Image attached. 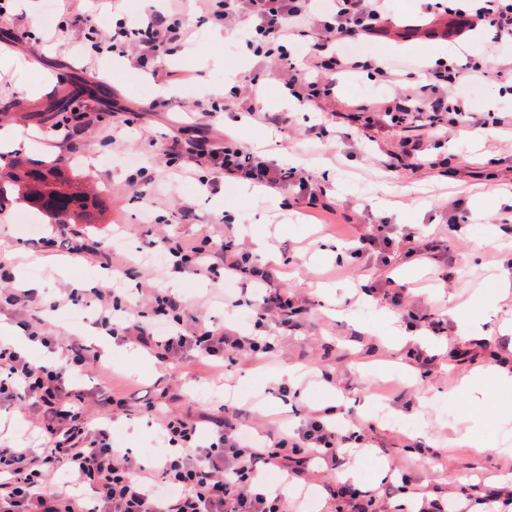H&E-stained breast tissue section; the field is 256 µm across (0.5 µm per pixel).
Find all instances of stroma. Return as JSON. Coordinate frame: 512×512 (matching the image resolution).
<instances>
[{
    "instance_id": "35a3bbf8",
    "label": "stroma",
    "mask_w": 512,
    "mask_h": 512,
    "mask_svg": "<svg viewBox=\"0 0 512 512\" xmlns=\"http://www.w3.org/2000/svg\"><path fill=\"white\" fill-rule=\"evenodd\" d=\"M49 3L8 0L6 12H0V47L16 61L10 71H0V106L11 105L8 124L20 134L40 135L41 147L28 152L29 160L102 188L103 213L96 224H52L34 208L11 207L9 222H0V248L15 255L0 266L11 276L0 280V320L16 326L37 317L35 311L6 303L7 287H20L21 277L39 282L48 300L81 278L115 288L127 311L141 310L153 288L180 297L186 328L255 335L246 305L254 294L252 280L212 281L172 268L166 239L196 246L205 233L215 247L229 236L248 244L264 237L279 256L272 270L280 288L305 305L288 327L268 324L275 345L269 355L222 364L188 358L176 364L156 347L138 362L72 369L75 386L87 394L88 415L96 413L98 388L118 400L108 426L114 447L130 449L149 469L170 452L144 407L150 400L178 415H216L222 405L243 406L254 412L255 429L262 435L282 428L295 435L309 416L329 410L339 423L357 422L370 453L341 454L336 467L292 462L284 471L267 470V483H288L293 512H340L328 488L352 467L359 473L357 485L368 489L404 482L399 495L377 499L375 512H418L422 498L450 496L468 501L470 512H512V490L498 482L512 472V390L485 397L458 389L471 373L512 368V349L497 334L500 322L512 316V288L498 294L489 281L512 264V233L500 226L512 209V136L492 129L478 133L469 126L442 131L438 141L424 143L428 159L440 160V168L414 172L392 163L403 149L400 136L368 141L362 118L419 89L425 82L421 71L401 73L393 86L363 73L340 76L334 95L321 104L291 108L276 60L259 61L247 54L243 41L229 35L212 46L213 35L222 33L220 24L192 22L191 41L166 59L171 78L157 82L134 56L94 59L83 52L84 30L70 27V12L88 14L89 27L104 36L112 31V0H71L70 10L54 9V25L62 33L53 45L43 41ZM409 42L416 52L399 51L400 40L393 36L367 40L357 51L429 65L446 54L481 61L487 38L473 37L444 54L433 40L413 36ZM96 72L106 74L107 82L93 81ZM252 74L259 77V94L245 104L232 97L231 89ZM37 77L48 86L39 98L28 92ZM64 97L80 116L68 140L55 130L56 104ZM211 98L223 103V111L207 118L188 111L189 102ZM249 105L281 113L282 127L249 118ZM134 112L139 119L130 129L124 121ZM317 122L325 126L323 142L303 140L301 130ZM173 135L205 151L223 146L228 136L244 147L269 150L276 164L301 170L323 189V207L306 208L291 189L243 197L238 181L224 178L213 164L205 161L189 170L182 159L165 155L163 143ZM211 179L215 189L203 191V182ZM455 196L466 197L472 213L457 234L448 229V201ZM181 204L194 206L199 223H175L172 212ZM347 214L387 220L400 236L437 240L457 262L443 267L426 255L406 256L401 247L386 264L337 258V245L350 242L336 232ZM62 234L96 247L97 256L66 255L45 246V239ZM103 254L111 255V267L101 265ZM389 277L410 288L406 303L417 308L443 309L452 298H478L485 336H468L456 320L445 318L444 332L425 339L424 348L435 359L432 374L420 378L413 347L392 351L386 339L391 321L409 329L416 321L387 300L362 295L363 284ZM237 298L243 306H234ZM97 317V305L86 296L73 312L50 316L45 331L80 337L89 346ZM286 365L298 367L299 376L284 386L276 376ZM463 418L474 428L476 445L453 441ZM0 439L41 446L24 404L0 403Z\"/></svg>"
}]
</instances>
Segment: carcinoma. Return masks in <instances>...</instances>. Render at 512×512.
<instances>
[{
  "label": "carcinoma",
  "mask_w": 512,
  "mask_h": 512,
  "mask_svg": "<svg viewBox=\"0 0 512 512\" xmlns=\"http://www.w3.org/2000/svg\"><path fill=\"white\" fill-rule=\"evenodd\" d=\"M99 193L47 164L15 157L0 169V212L13 202L41 209L62 224L97 223Z\"/></svg>",
  "instance_id": "1"
}]
</instances>
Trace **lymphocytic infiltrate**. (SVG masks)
I'll return each instance as SVG.
<instances>
[{
	"mask_svg": "<svg viewBox=\"0 0 512 512\" xmlns=\"http://www.w3.org/2000/svg\"><path fill=\"white\" fill-rule=\"evenodd\" d=\"M183 2L175 0L170 11L150 14L136 30L116 24L107 39L93 42L95 53L135 52L154 79H167L166 56L192 35L183 20ZM191 2L202 17L223 22L225 28L244 36L256 56L277 59L278 74L298 101L330 97L336 73L363 70L385 84L399 77L398 69L388 61H360L348 52L350 46L399 29L389 0H332V13L319 24V38L312 45L313 52L326 53L327 58L308 63L288 57L284 46L297 40L312 18L313 0ZM425 12L430 20L421 29L428 34L438 33L452 42L490 28L495 32V43L487 48L492 55L499 54L501 43H512V0H452L450 7L440 11L429 2ZM429 74L422 96L412 97L407 105L392 100L383 112L367 119L366 130L394 135L415 126L433 132L464 124L512 129L511 112H474L465 97L466 90L491 81L501 90L512 89V60L491 72L474 60L461 65L451 59L439 62ZM218 167L225 177L245 179L274 191L293 185L307 207L317 206V189L309 177L279 167L232 139H225ZM352 240L353 253L359 258L384 259L396 246L394 229L384 221L356 225ZM172 251L177 256L173 265L177 271L208 276L220 270L228 280L253 277L262 289L253 306L256 324L272 318L287 324L300 309L276 288L275 273L252 266L236 240H225L210 249L177 243ZM92 296L98 306V324L107 336L151 348L156 339L142 322L117 318L121 305L113 289L96 288ZM161 342L168 356L178 361L271 350L255 337L228 329L173 331ZM0 365L7 367L11 377L10 383L0 382V401L26 405L45 441L44 447L26 448L0 440V512H286L285 497L263 478L265 468H287L293 453L308 462L334 461L339 448L356 440L355 433L316 415L306 422L295 442L271 433L258 442L248 431L246 411L235 406L225 408L223 415L208 417L209 439L202 445L198 419L158 410L154 417L162 435L179 451L152 471L140 465L129 449L112 447L105 427H90L78 403L80 392L62 368L33 364L24 354L2 344ZM48 466L65 470L73 484L92 486L94 498L86 502L74 493L47 488L44 469Z\"/></svg>",
	"mask_w": 512,
	"mask_h": 512,
	"instance_id": "lymphocytic-infiltrate-1",
	"label": "lymphocytic infiltrate"
}]
</instances>
